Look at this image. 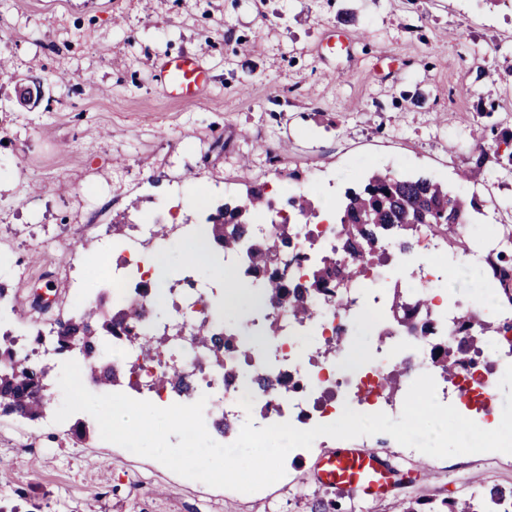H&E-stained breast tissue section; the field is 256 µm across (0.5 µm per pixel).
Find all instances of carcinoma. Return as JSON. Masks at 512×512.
Instances as JSON below:
<instances>
[{
  "instance_id": "obj_1",
  "label": "carcinoma",
  "mask_w": 512,
  "mask_h": 512,
  "mask_svg": "<svg viewBox=\"0 0 512 512\" xmlns=\"http://www.w3.org/2000/svg\"><path fill=\"white\" fill-rule=\"evenodd\" d=\"M286 204L299 223H313L316 210L308 193L290 196ZM469 207H477L475 199L467 200L431 178L405 179L390 173H374L346 188L343 200L337 202L341 254H326L312 269L308 287L288 282L280 272V256L292 244L285 222L279 233L258 250L257 261L249 273L263 282L265 295L273 304L303 322L313 316L312 302L318 296L334 294L337 307H343L342 288L361 277L366 263L381 258L377 243L389 236L399 237L402 248L408 251L413 247L418 226L428 224L449 249L461 250L459 225L465 223ZM266 208H271V202L260 188L250 190L241 201L224 203L207 218V238L224 252L236 249L249 233L252 214ZM486 275L496 286L499 301L512 305V261L502 254L488 257ZM393 305L411 332L429 331L431 315L425 301L410 307L397 292ZM141 316L140 309L131 302L109 313L97 303H87L77 315L57 323L51 333L56 336L60 357L79 352L89 379L99 387L110 388L119 384L123 375L103 357V345L114 338L128 340L137 335ZM493 332V325L472 315L461 322L460 340L456 346L448 347L445 355L454 357L464 347L476 345L481 337ZM195 339L212 371L224 368V349L235 348L244 355L251 351L236 332L228 331L224 338H219V331L211 322L203 321L196 326ZM18 342L19 337L12 332L0 331V414L34 421L42 417L50 397L42 371L29 355L20 351ZM156 384L178 394L189 390L186 376L177 367L160 373ZM26 502V495L17 492L13 498L0 499V512H32L25 508ZM400 512L484 510L478 508L476 500L466 497L445 498L427 511L408 503L402 505Z\"/></svg>"
}]
</instances>
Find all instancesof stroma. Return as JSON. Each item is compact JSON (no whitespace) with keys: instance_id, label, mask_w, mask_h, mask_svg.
Here are the masks:
<instances>
[{"instance_id":"35a3bbf8","label":"stroma","mask_w":512,"mask_h":512,"mask_svg":"<svg viewBox=\"0 0 512 512\" xmlns=\"http://www.w3.org/2000/svg\"><path fill=\"white\" fill-rule=\"evenodd\" d=\"M345 49L331 52L330 36ZM191 55L208 73L192 101L171 97L159 66ZM0 320L48 333L98 295L117 255L113 222L179 202L173 223H205L224 199L262 188L281 199L291 173L335 205L373 171L428 176L476 196L471 223L512 220V174L496 164L512 128V8L499 0H0ZM39 86L36 103L17 89ZM488 153L477 164L479 153ZM284 156L273 174L268 154ZM468 181H460L461 170ZM171 289L194 275L166 240ZM26 266L28 278L8 266ZM52 300L33 312L31 297ZM81 441L46 419L0 417V497L26 490L40 512H396L400 502L512 488V454L407 459L389 435L354 438L387 454L403 480L363 500L314 478L326 449L286 461L285 482L257 493L210 487L103 441L84 412Z\"/></svg>"}]
</instances>
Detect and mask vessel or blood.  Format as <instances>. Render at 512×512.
Wrapping results in <instances>:
<instances>
[{
	"label": "vessel or blood",
	"instance_id": "vessel-or-blood-1",
	"mask_svg": "<svg viewBox=\"0 0 512 512\" xmlns=\"http://www.w3.org/2000/svg\"><path fill=\"white\" fill-rule=\"evenodd\" d=\"M160 76L166 91L186 101L195 99L208 81L207 71L191 56L166 61ZM317 480L322 486L345 487L358 497L380 501L399 483L400 473L378 451L340 448L319 462Z\"/></svg>",
	"mask_w": 512,
	"mask_h": 512
}]
</instances>
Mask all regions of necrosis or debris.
Instances as JSON below:
<instances>
[{"label":"necrosis or debris","instance_id":"1","mask_svg":"<svg viewBox=\"0 0 512 512\" xmlns=\"http://www.w3.org/2000/svg\"><path fill=\"white\" fill-rule=\"evenodd\" d=\"M152 226V220L144 219L125 235L124 255L113 263L107 277L113 302L125 301L133 288H152L146 262V241L153 236ZM295 233L286 273L290 281L303 285L321 253L336 244L334 211L321 210L316 223L296 225ZM418 234L422 250L413 257L396 240L384 241L382 261L370 264L363 279L345 289L344 308H337L335 299L319 298L314 303L313 318L301 323L287 311L264 303V314L278 321L276 335L267 337L264 346L247 357L225 352L223 372L195 369L197 347L192 327L208 316L212 306L211 289L198 283L183 290L166 321L148 319L142 325V337L160 328L171 330L173 336L167 347L148 356L141 348L142 337L113 343V350L120 355L118 364L129 381L154 402L171 405L169 392L157 388L155 378L165 368L177 366L204 388L208 397L205 416L218 412L225 421L238 426L248 418L258 427L288 421L303 430L335 420L336 399L340 396L347 397L357 412L399 417L403 401L387 392L384 381L394 369L421 367L433 376L441 403L454 406L481 428L493 429L499 420L495 405L498 383L512 363V309L496 301L464 307L448 299L444 287L455 263L480 265L489 255L512 253V240L496 235L476 239L464 229L460 237L466 248L452 254L446 244L438 242L430 226L419 225ZM400 274L416 280V288L407 291L406 299L411 304L426 300L432 314L430 332L420 336L393 328L373 354L351 360L346 348L337 347V337L344 335L352 323L374 324L379 316L382 282ZM470 312L496 316L499 328L489 345L468 349L466 365L458 367L453 376H446L434 351L456 341L459 321ZM263 376L278 377L286 385L274 392L259 390L256 381ZM243 397L252 401L251 411L240 406Z\"/></svg>","mask_w":512,"mask_h":512}]
</instances>
